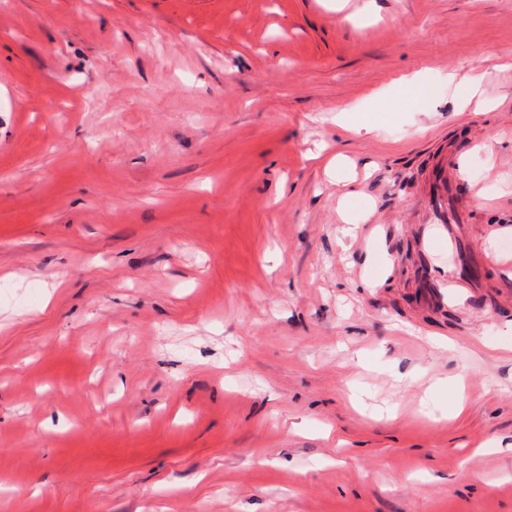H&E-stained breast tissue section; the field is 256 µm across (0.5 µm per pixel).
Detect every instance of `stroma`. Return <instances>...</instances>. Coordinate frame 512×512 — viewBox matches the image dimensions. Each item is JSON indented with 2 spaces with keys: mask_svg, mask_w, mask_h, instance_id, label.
Masks as SVG:
<instances>
[{
  "mask_svg": "<svg viewBox=\"0 0 512 512\" xmlns=\"http://www.w3.org/2000/svg\"><path fill=\"white\" fill-rule=\"evenodd\" d=\"M363 2L0 0V512H512V0ZM433 215L437 220H429V224H425L419 229L422 258L426 264H429L428 260L431 263L438 252L450 248L451 239L448 236L447 224H452L457 219L462 220L460 216L457 217L445 214L441 208L437 206Z\"/></svg>",
  "mask_w": 512,
  "mask_h": 512,
  "instance_id": "35a3bbf8",
  "label": "stroma"
}]
</instances>
